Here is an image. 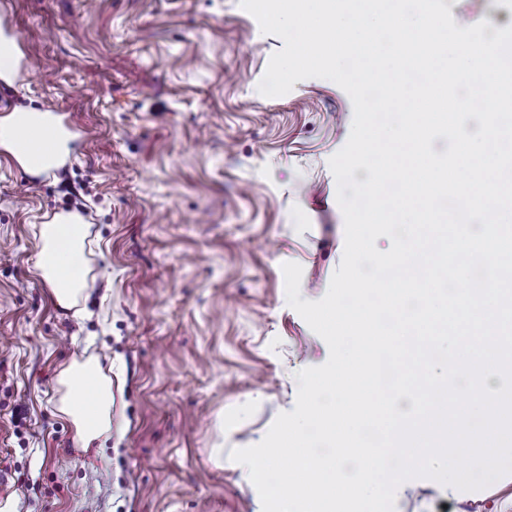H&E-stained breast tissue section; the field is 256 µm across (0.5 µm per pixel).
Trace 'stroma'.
I'll list each match as a JSON object with an SVG mask.
<instances>
[{"label": "stroma", "mask_w": 512, "mask_h": 512, "mask_svg": "<svg viewBox=\"0 0 512 512\" xmlns=\"http://www.w3.org/2000/svg\"><path fill=\"white\" fill-rule=\"evenodd\" d=\"M444 2L455 22L512 25V0ZM0 28L26 62L0 112L52 108L76 135L59 174L0 152V512H262L231 453L329 357L281 266L301 265L316 301L341 263L328 161L349 96L322 78L261 95L284 43L239 0H0ZM75 208L98 272L79 318L34 273L35 225ZM90 356L112 366L118 416L85 453L52 398L60 369ZM395 512H512V474L473 492L410 479Z\"/></svg>", "instance_id": "35a3bbf8"}]
</instances>
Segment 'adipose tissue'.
<instances>
[{"mask_svg": "<svg viewBox=\"0 0 512 512\" xmlns=\"http://www.w3.org/2000/svg\"><path fill=\"white\" fill-rule=\"evenodd\" d=\"M76 135L55 112L16 108L0 114V151L30 177L53 173L68 159ZM39 253L35 273L51 289L58 307L80 316L93 268L88 258L90 226L76 212H58L36 225ZM55 407L74 427L82 451L111 439L112 378L97 357L73 361L56 379Z\"/></svg>", "mask_w": 512, "mask_h": 512, "instance_id": "adipose-tissue-1", "label": "adipose tissue"}]
</instances>
